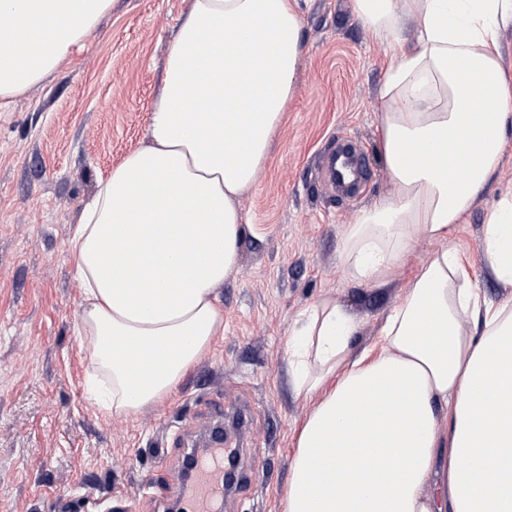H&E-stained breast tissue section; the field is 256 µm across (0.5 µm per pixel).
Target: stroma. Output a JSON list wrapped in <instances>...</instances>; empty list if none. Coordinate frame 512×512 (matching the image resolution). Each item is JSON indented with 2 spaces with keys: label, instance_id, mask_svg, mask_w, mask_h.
Wrapping results in <instances>:
<instances>
[{
  "label": "stroma",
  "instance_id": "obj_1",
  "mask_svg": "<svg viewBox=\"0 0 512 512\" xmlns=\"http://www.w3.org/2000/svg\"><path fill=\"white\" fill-rule=\"evenodd\" d=\"M302 55L268 159L236 200L245 233L220 289L224 334L172 394L134 417L105 413L87 395L90 363L77 336L81 288L67 251L98 181L147 142L170 40L190 0H112L100 25L25 94L0 102V512H182L162 496L182 459L186 426L207 439L208 399L246 401L225 418L227 445L252 483L223 512H280L297 430L313 408L296 396L285 343L299 315L330 300L355 314V350L371 347L438 243L419 240L382 288L347 279L349 224L394 186L380 153L386 44L354 0H296ZM366 156L369 176L337 195L321 163L338 139ZM512 186V140L491 186L448 240L500 301L484 271L486 217Z\"/></svg>",
  "mask_w": 512,
  "mask_h": 512
}]
</instances>
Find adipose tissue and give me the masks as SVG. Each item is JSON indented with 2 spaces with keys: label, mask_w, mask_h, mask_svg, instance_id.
Returning a JSON list of instances; mask_svg holds the SVG:
<instances>
[{
  "label": "adipose tissue",
  "mask_w": 512,
  "mask_h": 512,
  "mask_svg": "<svg viewBox=\"0 0 512 512\" xmlns=\"http://www.w3.org/2000/svg\"><path fill=\"white\" fill-rule=\"evenodd\" d=\"M112 0H0V99L26 92L96 28ZM387 43L379 118L394 194L360 211L341 262L380 288L417 240L440 243L385 317L378 355L324 303L286 344L314 402L280 512H512V298L482 292L446 242L512 138L500 43L512 0H355ZM417 35L403 42L406 21ZM301 19L290 0H191L171 41L149 141L99 181L68 240L82 286L89 388L133 416L167 398L224 333L218 289L245 231L236 198L265 165L294 93ZM481 101L483 111H469ZM204 111H197V103ZM433 153L418 161L415 151ZM486 269L512 288V188L484 228Z\"/></svg>",
  "instance_id": "obj_1"
}]
</instances>
